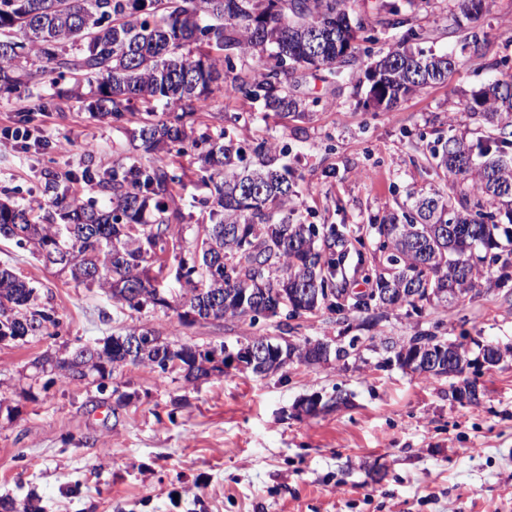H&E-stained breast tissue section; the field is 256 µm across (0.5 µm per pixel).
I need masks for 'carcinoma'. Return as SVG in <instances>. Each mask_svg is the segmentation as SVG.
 Here are the masks:
<instances>
[{
  "instance_id": "obj_1",
  "label": "carcinoma",
  "mask_w": 512,
  "mask_h": 512,
  "mask_svg": "<svg viewBox=\"0 0 512 512\" xmlns=\"http://www.w3.org/2000/svg\"><path fill=\"white\" fill-rule=\"evenodd\" d=\"M386 14L381 24L406 29L405 40L430 38L397 4ZM363 27L350 18L347 0H0V96L33 99V112L74 98L95 117L120 123L134 116L139 152L103 174L90 163L79 175L47 172L50 211L42 216L1 201L0 237L29 248L74 283L102 289L120 308L171 307L169 279L182 286L177 305L202 320L247 319L254 327L280 312L293 318L341 308L344 231L293 221L294 176L277 164V143H254L245 165L235 143L239 115L214 136L195 135L194 125L217 92L260 101L282 119L304 117L291 95L293 71L313 67L335 82L356 59L355 41H373L358 35ZM250 59L258 64L236 69L235 61ZM454 66L447 53L426 55L403 43L390 48L370 65L365 104L390 110L444 82ZM62 81L68 89L57 88ZM93 81L86 98L83 85ZM159 104L172 112L159 117ZM466 109L488 124L482 141L472 147L440 136L431 150L436 174L452 178L455 189L421 193L411 209H394L371 227L376 291L353 307L367 311L400 299L414 307L432 296L448 299L450 288L474 287L487 253L498 246L497 219L512 224V73L474 93ZM190 149L198 151V181L208 189L199 204L210 223L200 225L194 248L185 250L174 233L180 210L173 203L187 177L178 158ZM63 180L98 187L105 202L58 193ZM57 323L35 287L0 268V342L25 343ZM130 336L151 337L133 364L162 370L177 359L191 381L216 370L197 346L162 340L145 327L94 343V357L84 356L83 345L68 360L46 352L31 367L37 374L56 370L65 383L93 384L126 364L121 342ZM272 346L268 372L293 357L308 365L342 360L335 349L311 360L287 342Z\"/></svg>"
}]
</instances>
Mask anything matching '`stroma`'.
Instances as JSON below:
<instances>
[{
  "instance_id": "1",
  "label": "stroma",
  "mask_w": 512,
  "mask_h": 512,
  "mask_svg": "<svg viewBox=\"0 0 512 512\" xmlns=\"http://www.w3.org/2000/svg\"><path fill=\"white\" fill-rule=\"evenodd\" d=\"M387 0H349L353 15L377 24L369 53H358L344 80L326 83L318 71L296 68L295 97L308 104L302 120L263 117L259 105L215 96L199 116L198 132L216 129L220 115L239 112L247 140L273 139L288 149L296 172V207L313 224L345 225L364 235L408 194L452 186L428 159L438 136L467 143L485 123L464 102L503 72H512V0H485L478 18L451 24L456 0H395L424 29L430 47L456 53L441 84L389 111L365 106L369 56L387 50L401 32L379 26ZM482 51L461 52V36ZM34 139L0 138V200L43 202L44 174L98 171L131 152L128 126L93 118L76 101L34 114ZM93 145V158L84 148ZM0 265L34 285L58 320L49 334L24 344H0V505L28 503L37 512H512V356L480 377L478 403L451 400L449 378L430 379L398 366H380L367 347L346 363L291 364L256 375L230 369L189 383L147 365H126L96 385L31 380L32 360L47 351L148 327L176 343L203 348L264 335L333 341L400 342L421 330L457 341L512 347V264H486L479 291L463 303L403 307L378 322L344 303L288 324L208 320L173 333L175 311L147 306L120 310L100 289L58 274L29 250L0 239ZM131 393L120 407L114 391ZM347 397L346 405L297 416L312 394Z\"/></svg>"
}]
</instances>
